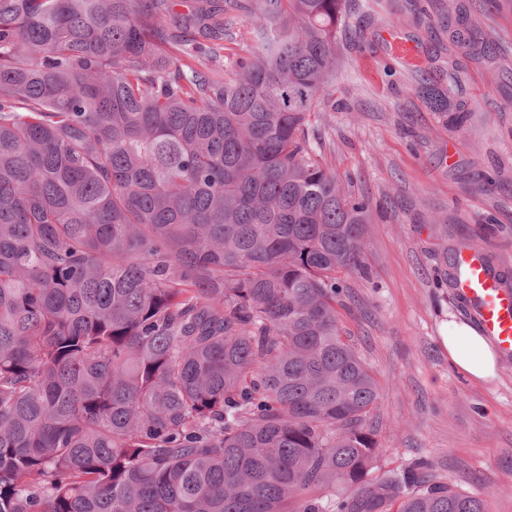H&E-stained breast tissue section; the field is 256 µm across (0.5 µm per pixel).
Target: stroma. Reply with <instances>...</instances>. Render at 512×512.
<instances>
[{"label":"stroma","instance_id":"35a3bbf8","mask_svg":"<svg viewBox=\"0 0 512 512\" xmlns=\"http://www.w3.org/2000/svg\"><path fill=\"white\" fill-rule=\"evenodd\" d=\"M450 0H369L314 127L327 163L371 204L367 275H348L339 324L378 383L369 422L377 470L432 460L449 488L512 512V361L487 384L452 365L448 324L466 321L437 270L449 240L477 239L512 272V0H468L494 51L475 59L448 36ZM418 48L419 70L390 53L386 31ZM443 90L433 110L418 80ZM488 173L492 189L474 187Z\"/></svg>","mask_w":512,"mask_h":512}]
</instances>
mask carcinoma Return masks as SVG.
Segmentation results:
<instances>
[{
    "label": "carcinoma",
    "instance_id": "1",
    "mask_svg": "<svg viewBox=\"0 0 512 512\" xmlns=\"http://www.w3.org/2000/svg\"><path fill=\"white\" fill-rule=\"evenodd\" d=\"M346 3L0 0V512H485L369 477L370 208L311 123Z\"/></svg>",
    "mask_w": 512,
    "mask_h": 512
}]
</instances>
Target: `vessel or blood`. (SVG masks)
I'll list each match as a JSON object with an SVG mask.
<instances>
[{
	"label": "vessel or blood",
	"instance_id": "obj_1",
	"mask_svg": "<svg viewBox=\"0 0 512 512\" xmlns=\"http://www.w3.org/2000/svg\"><path fill=\"white\" fill-rule=\"evenodd\" d=\"M395 57L409 66L418 65L414 45L396 35L388 36ZM481 249H462L452 259L454 291L464 309L474 318L481 333L491 338L503 357H512V289L503 282L499 268L484 260Z\"/></svg>",
	"mask_w": 512,
	"mask_h": 512
}]
</instances>
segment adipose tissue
<instances>
[{"mask_svg": "<svg viewBox=\"0 0 512 512\" xmlns=\"http://www.w3.org/2000/svg\"><path fill=\"white\" fill-rule=\"evenodd\" d=\"M446 343L448 357L458 369L484 382L496 379L497 350L481 333L466 325L455 324L448 330Z\"/></svg>", "mask_w": 512, "mask_h": 512, "instance_id": "adipose-tissue-1", "label": "adipose tissue"}]
</instances>
